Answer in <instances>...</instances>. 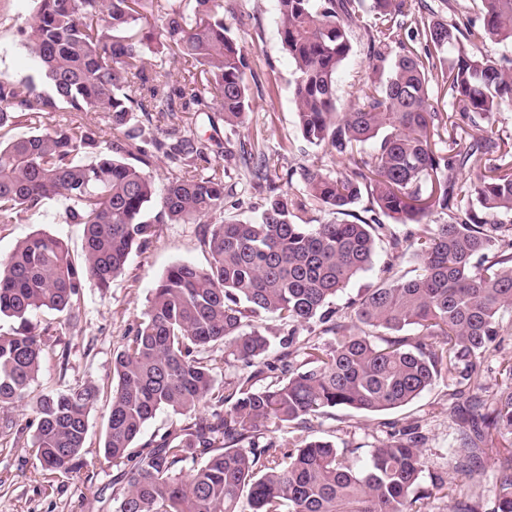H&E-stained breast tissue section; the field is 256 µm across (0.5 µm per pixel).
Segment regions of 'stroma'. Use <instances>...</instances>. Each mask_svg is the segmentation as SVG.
Listing matches in <instances>:
<instances>
[{
  "label": "stroma",
  "mask_w": 512,
  "mask_h": 512,
  "mask_svg": "<svg viewBox=\"0 0 512 512\" xmlns=\"http://www.w3.org/2000/svg\"><path fill=\"white\" fill-rule=\"evenodd\" d=\"M411 11L427 6L435 15L463 29L483 25L481 0H406ZM370 0H352L355 21L350 28L351 51L336 76L337 109L349 111L360 84L374 77L368 56L371 32L377 19ZM31 11L30 0H0V75L21 80L33 74L34 58L20 42L18 30ZM224 23L243 49L250 110L236 131L211 126L198 115L192 127L199 135L221 143L223 151L213 159L225 168L224 214L250 221L260 212L259 191L239 157L241 145L259 143L276 170L272 185L282 191H303L302 168L320 165L331 173H347L353 166L346 157L330 155L325 148L303 140L297 125L293 85L295 66L284 49L277 19L276 0H224ZM65 205L50 204L43 212L19 224H0V255L33 233L60 237L74 256L83 252L84 233L79 224L64 221ZM204 223L159 224L147 248L131 253L124 272L110 287L86 285L80 316L70 323L65 336L54 337L60 314L41 310L30 320L46 333L41 370L30 387L29 401L8 407L17 421L32 415L30 401L76 383L90 382L101 390L98 404L88 418V433L76 471L45 469L31 443L0 446V512H114L126 488L123 468L105 460L103 442L112 394L113 357L125 343L131 324L140 319L157 279L173 263L206 265ZM450 386L437 384L404 409L364 413L339 408L313 419L309 433L332 440L347 449L355 466H364L373 448L386 441L392 427L417 426L425 438L427 467L419 490L426 497L427 512H449L451 501L436 489L440 475L453 488H465L469 480L454 470L452 448L458 445L459 425Z\"/></svg>",
  "instance_id": "35a3bbf8"
}]
</instances>
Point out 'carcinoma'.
Returning <instances> with one entry per match:
<instances>
[{"instance_id": "carcinoma-1", "label": "carcinoma", "mask_w": 512, "mask_h": 512, "mask_svg": "<svg viewBox=\"0 0 512 512\" xmlns=\"http://www.w3.org/2000/svg\"><path fill=\"white\" fill-rule=\"evenodd\" d=\"M350 0H277L279 33L295 63L294 103L305 141L354 158L348 174L303 170L304 195L344 220L306 222L305 201L269 195L253 221L208 225L207 266L178 262L158 280L142 318L113 359L112 399L103 443L106 460L126 467L127 488L115 512H426L418 485L426 457L417 428L393 430L357 469L345 451L322 439L285 448L269 427L307 429L311 417L338 407L380 412L407 406L438 381L454 383L464 414L455 471H484L491 431L512 432V385L485 411L484 362L497 356L502 314L512 309V163L494 159L493 118L512 100V59L477 56L484 37L512 44V0H481L483 27L462 31L444 18L405 10V0H371L381 26L369 60L385 79L357 90L349 112L336 111V74L351 51ZM23 46L37 75L0 76V224H18L58 200L65 222L84 226L82 259L47 234L27 236L0 257V408L27 397L40 370L44 340L29 316L47 309L76 317L86 283L108 288L153 226L195 223L224 211L225 171L211 165L213 139L182 126V114L207 112L230 129L249 110L236 40L221 0H32ZM407 30L408 42L400 40ZM400 52L389 59L392 44ZM161 55L147 72L146 53ZM439 73L451 105L433 103ZM46 81L51 91L39 88ZM69 114L62 123L14 134L25 117ZM104 112L112 140L86 125ZM144 120H139L138 116ZM477 134L461 144L448 129ZM257 187L270 185L259 149ZM94 155L86 163L81 156ZM164 158L178 170L158 186L152 167ZM211 167L204 176L202 165ZM470 174L467 188L458 177ZM367 195L374 216L353 207ZM438 210L444 224H425ZM415 224L401 238L380 217ZM390 233L391 258L381 285L345 311L331 300L376 255ZM412 251L417 274L395 260ZM288 326L271 357L264 315ZM320 344L301 335L311 323ZM249 331H244V328ZM224 346L238 375L216 391L206 353ZM100 399L89 383L42 394L21 427L0 417V441L31 434L41 464L69 470ZM175 437L137 445L145 424L166 408L189 415ZM206 456L201 464L196 457ZM497 493L484 508L479 488L452 497L451 512H512V450L497 459Z\"/></svg>"}]
</instances>
